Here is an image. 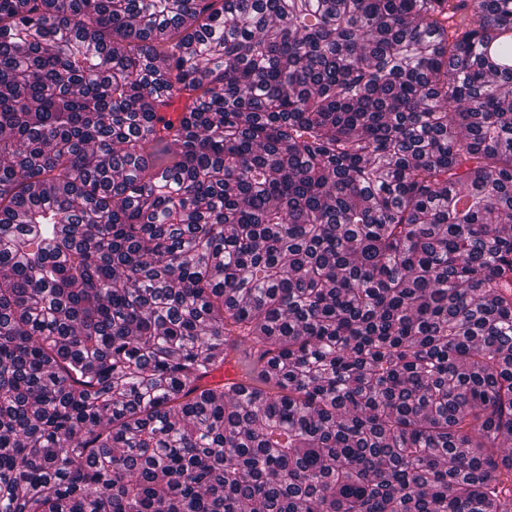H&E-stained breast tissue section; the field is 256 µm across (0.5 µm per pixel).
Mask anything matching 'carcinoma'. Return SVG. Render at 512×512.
<instances>
[{"label": "carcinoma", "mask_w": 512, "mask_h": 512, "mask_svg": "<svg viewBox=\"0 0 512 512\" xmlns=\"http://www.w3.org/2000/svg\"><path fill=\"white\" fill-rule=\"evenodd\" d=\"M511 52L512 0H0V512H512Z\"/></svg>", "instance_id": "cac0c4a2"}]
</instances>
